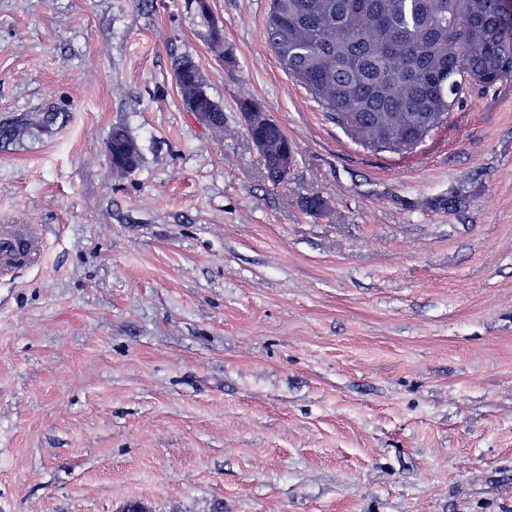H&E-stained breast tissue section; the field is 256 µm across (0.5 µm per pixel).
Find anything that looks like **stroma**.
I'll list each match as a JSON object with an SVG mask.
<instances>
[{"instance_id":"1","label":"stroma","mask_w":512,"mask_h":512,"mask_svg":"<svg viewBox=\"0 0 512 512\" xmlns=\"http://www.w3.org/2000/svg\"><path fill=\"white\" fill-rule=\"evenodd\" d=\"M209 5L0 0V225L40 249L0 274V512H512V79L370 150L277 63L269 0ZM193 56L185 54L181 56L175 64L176 84L180 90L185 108L194 107L197 117L205 121L208 117L206 112H214V119L208 128L214 132H220L224 129V109L214 101V99L205 90V81L197 76L192 79V75L186 74V66ZM254 108H262V106L251 98H243L239 101L238 110L241 112L242 120L249 136V130H253L258 126L274 121L269 112H251ZM252 144L257 151L260 152L259 145L249 136ZM261 149L267 177L276 185L278 182V171L272 167V163L288 155L289 151L293 154L292 145L280 125H274L264 133ZM106 153L112 170H120L130 173L137 168L135 156L130 152L122 151L120 148L114 147L112 138L107 142Z\"/></svg>"}]
</instances>
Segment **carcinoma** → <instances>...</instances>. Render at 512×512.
Segmentation results:
<instances>
[{
	"label": "carcinoma",
	"instance_id": "cac0c4a2",
	"mask_svg": "<svg viewBox=\"0 0 512 512\" xmlns=\"http://www.w3.org/2000/svg\"><path fill=\"white\" fill-rule=\"evenodd\" d=\"M265 38L278 64L296 78L336 125L359 144L390 151L416 147L463 102L465 74L484 86L512 78V19L498 0H270ZM192 55L175 64L185 107L224 109L201 77L186 74ZM264 168L293 151L283 129L263 135Z\"/></svg>",
	"mask_w": 512,
	"mask_h": 512
}]
</instances>
